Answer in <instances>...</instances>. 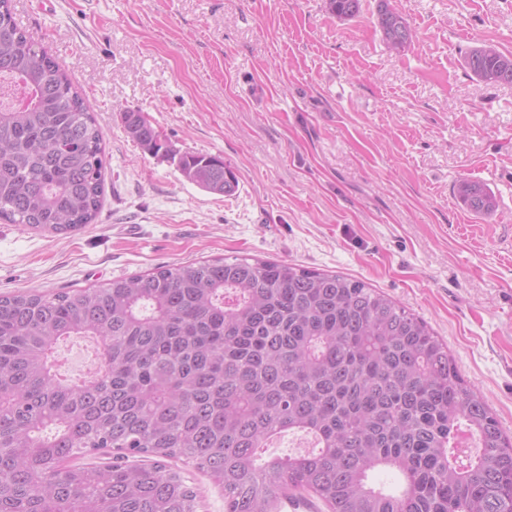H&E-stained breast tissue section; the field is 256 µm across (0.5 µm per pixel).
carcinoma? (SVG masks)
Listing matches in <instances>:
<instances>
[{
	"mask_svg": "<svg viewBox=\"0 0 512 512\" xmlns=\"http://www.w3.org/2000/svg\"><path fill=\"white\" fill-rule=\"evenodd\" d=\"M328 6L346 19L362 0ZM376 27L396 52L413 39L391 0H377ZM463 67L512 84V55L493 45L469 48ZM123 119L187 181L237 192L223 157L172 148L140 112ZM103 167L89 99L0 0V220L82 229L99 212ZM456 197L476 215L497 208L467 178ZM72 336L103 339V374L58 378ZM463 427L473 454L457 446ZM283 431L311 435L314 449L260 461ZM104 449L151 463L71 464ZM182 458L224 489L226 512H272L289 490L330 512H512V440L428 322L363 281L235 257L0 295V512H198L165 464ZM382 466L398 489L371 483Z\"/></svg>",
	"mask_w": 512,
	"mask_h": 512,
	"instance_id": "1",
	"label": "carcinoma"
}]
</instances>
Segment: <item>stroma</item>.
Segmentation results:
<instances>
[{"mask_svg":"<svg viewBox=\"0 0 512 512\" xmlns=\"http://www.w3.org/2000/svg\"><path fill=\"white\" fill-rule=\"evenodd\" d=\"M394 4L415 34L400 53L375 0L348 20L327 0H12L87 95L106 169L79 231L0 221V295L236 256L348 275L423 317L512 435V85L463 67L481 43L512 54V0ZM127 112L222 156L237 193L144 153ZM463 177L495 192V213L459 203Z\"/></svg>","mask_w":512,"mask_h":512,"instance_id":"1","label":"stroma"}]
</instances>
